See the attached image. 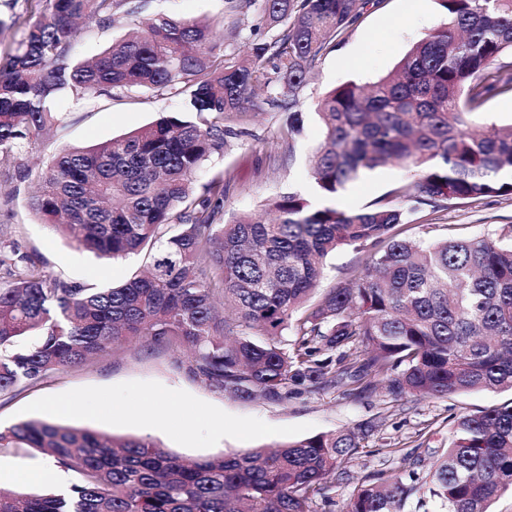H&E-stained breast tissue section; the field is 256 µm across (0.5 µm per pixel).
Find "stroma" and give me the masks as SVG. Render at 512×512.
Instances as JSON below:
<instances>
[{
	"mask_svg": "<svg viewBox=\"0 0 512 512\" xmlns=\"http://www.w3.org/2000/svg\"><path fill=\"white\" fill-rule=\"evenodd\" d=\"M46 0H0V16H16V24L0 33V59L13 53L30 24L47 10ZM153 12L201 20L216 38L227 37L232 18L227 0H150ZM442 0H380L336 40L299 97L303 129L292 144L279 141L287 115L260 104L250 114L245 133L234 140L224 158L200 173L198 183L223 174L227 183L224 213L247 212L270 203L287 189L314 197L309 160L323 140L316 114L319 97L346 82L375 81L391 72L411 46L445 27ZM177 96L161 92H129L101 96L85 104L63 99L65 115L57 129L44 133L22 154L0 162V243L17 253L39 256L45 270L62 280L89 287L118 284L137 272L144 259L132 254L105 259L77 249L51 226L40 223L28 208L34 171L46 166L62 148L91 146L132 132L176 111ZM411 172L385 166L366 172L335 199L342 210L366 206ZM431 237L445 230L461 238L501 231L512 224V198H488L437 213ZM184 353L160 345L126 346L112 358L48 375L0 397V426L39 419L89 428L115 437H151L184 459L267 448L341 429H361V448L348 465L349 479L333 481L318 512H343L345 503L368 476L427 469L436 450L448 447L456 419L464 413L512 402V393L472 392L434 398H395L383 384L360 395L331 389L294 394L286 399L244 400L206 388L190 378ZM50 401L72 404L55 413ZM47 459L27 448L0 451V487L19 493L39 492L42 482L29 479Z\"/></svg>",
	"mask_w": 512,
	"mask_h": 512,
	"instance_id": "35a3bbf8",
	"label": "stroma"
}]
</instances>
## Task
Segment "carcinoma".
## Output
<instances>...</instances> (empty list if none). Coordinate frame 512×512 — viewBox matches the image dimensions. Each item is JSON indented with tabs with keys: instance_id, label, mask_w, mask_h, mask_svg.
Listing matches in <instances>:
<instances>
[{
	"instance_id": "cac0c4a2",
	"label": "carcinoma",
	"mask_w": 512,
	"mask_h": 512,
	"mask_svg": "<svg viewBox=\"0 0 512 512\" xmlns=\"http://www.w3.org/2000/svg\"><path fill=\"white\" fill-rule=\"evenodd\" d=\"M0 64V156L26 150L62 121L55 105L135 90L182 97L183 108L91 147H65L38 175L30 207L79 249L145 270L106 288L72 285L0 246V396L49 374L112 356L147 338L186 348L204 386L279 400L302 388L440 397L512 391V229L498 236H402L419 211L512 197V122L481 111L512 96V0H443L448 24L415 43L372 85L350 82L318 103L323 142L310 161L317 194L336 196L388 165L414 171L368 205L341 210L298 192L221 223L224 177L198 194L196 173L244 134L245 103L301 123L300 91L322 57L379 0H261L271 35L250 58L226 52L208 25L165 13L138 22L91 61L68 53L78 24L110 27L147 0H48ZM256 0H229V37ZM364 254L315 303L323 261ZM362 434H317L274 449L185 461L148 437L116 439L45 420L0 430V450L38 448L67 492L0 488V512H316ZM512 490V402L463 414L451 443L408 478L379 473L345 512H401L421 492L444 512H489Z\"/></svg>"
}]
</instances>
